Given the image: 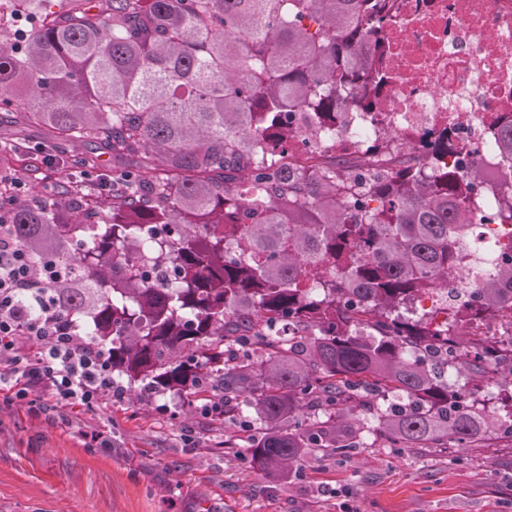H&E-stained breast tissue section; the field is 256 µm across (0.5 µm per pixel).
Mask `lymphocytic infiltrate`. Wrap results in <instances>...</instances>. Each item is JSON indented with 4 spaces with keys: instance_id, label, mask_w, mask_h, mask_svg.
<instances>
[{
    "instance_id": "f902f5d3",
    "label": "lymphocytic infiltrate",
    "mask_w": 512,
    "mask_h": 512,
    "mask_svg": "<svg viewBox=\"0 0 512 512\" xmlns=\"http://www.w3.org/2000/svg\"><path fill=\"white\" fill-rule=\"evenodd\" d=\"M57 279L54 267H34L0 225V393L35 394L37 402L95 410L122 398L112 379L107 351L86 339L57 311L48 290ZM35 303L29 315L23 302Z\"/></svg>"
}]
</instances>
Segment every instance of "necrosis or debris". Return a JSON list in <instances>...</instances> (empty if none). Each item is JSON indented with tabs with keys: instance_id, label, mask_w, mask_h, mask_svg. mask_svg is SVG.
<instances>
[{
	"instance_id": "1",
	"label": "necrosis or debris",
	"mask_w": 512,
	"mask_h": 512,
	"mask_svg": "<svg viewBox=\"0 0 512 512\" xmlns=\"http://www.w3.org/2000/svg\"><path fill=\"white\" fill-rule=\"evenodd\" d=\"M378 40L392 79L373 111L345 114L330 136L293 114L289 163L366 157L397 170L415 160L408 145L446 129L494 175L488 132L512 113V0H396Z\"/></svg>"
}]
</instances>
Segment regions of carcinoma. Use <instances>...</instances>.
<instances>
[{"instance_id":"1","label":"carcinoma","mask_w":512,"mask_h":512,"mask_svg":"<svg viewBox=\"0 0 512 512\" xmlns=\"http://www.w3.org/2000/svg\"><path fill=\"white\" fill-rule=\"evenodd\" d=\"M0 112L52 146L100 144L112 177L71 163L46 195L19 201L0 178V224L62 278L58 311L106 348L112 378L187 404L224 401V441L261 471L311 453L481 448L512 437V336L474 324L512 310V117L494 130V208L448 132L427 162L309 172L275 154L287 112L333 131L350 100L368 112L387 84L362 53L390 0H0ZM473 224H499L493 278L467 266ZM470 292L444 322L419 307Z\"/></svg>"}]
</instances>
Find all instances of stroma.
I'll list each match as a JSON object with an SVG mask.
<instances>
[{"label": "stroma", "mask_w": 512, "mask_h": 512, "mask_svg": "<svg viewBox=\"0 0 512 512\" xmlns=\"http://www.w3.org/2000/svg\"><path fill=\"white\" fill-rule=\"evenodd\" d=\"M0 174L54 180L38 146L46 128L0 119ZM102 433L109 447L91 446ZM223 420L179 393L102 404L75 419L60 406L0 396V512H512V439L482 448L365 449L357 459L309 455L288 477L225 447Z\"/></svg>", "instance_id": "stroma-1"}]
</instances>
